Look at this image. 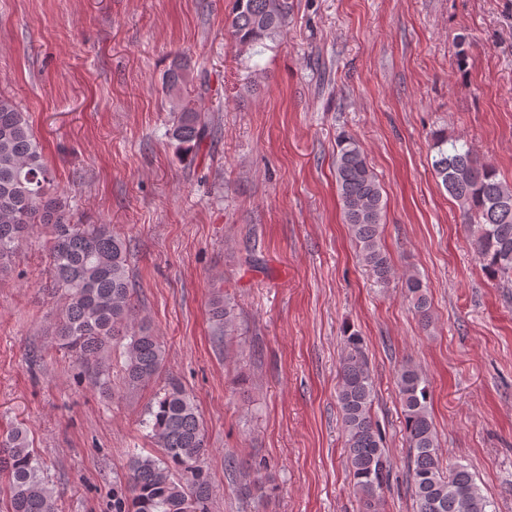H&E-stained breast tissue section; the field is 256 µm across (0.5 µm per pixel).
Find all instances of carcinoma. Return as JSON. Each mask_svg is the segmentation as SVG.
I'll return each instance as SVG.
<instances>
[{
    "label": "carcinoma",
    "instance_id": "carcinoma-1",
    "mask_svg": "<svg viewBox=\"0 0 512 512\" xmlns=\"http://www.w3.org/2000/svg\"><path fill=\"white\" fill-rule=\"evenodd\" d=\"M287 15L286 0H234L228 35L241 50L263 45L281 34ZM190 74L188 61L176 57L162 78L163 93L178 107L169 138L185 156L198 147L207 127L204 114L185 102L193 92ZM433 148L434 175L459 203L479 265L487 277L511 283L512 184L480 161L465 141L439 132ZM335 177L343 220L359 257L385 288L391 264L381 242L382 188L365 149L351 136L338 141ZM52 183L53 171L27 114L0 94V274L10 270L15 251L35 225H51L48 294L60 301L54 342L73 353L89 382L99 387L109 382V349L121 345L123 393H135L160 374L167 350L138 317L127 243L108 224L71 223L63 198L50 192ZM405 296L420 319L429 321L431 305L420 278L405 280ZM212 319L229 343L237 331L229 297L213 302ZM396 387L408 444L406 481L416 512H495L466 465L443 462L425 375L406 362L397 371ZM336 398L353 488L366 512H374L389 481L390 461L372 414L375 382L364 340L354 332L345 337ZM142 423L162 455L131 453L126 478L112 483V512H209L208 448L194 398L171 379ZM0 474L10 512H55L53 491L20 426L0 434Z\"/></svg>",
    "mask_w": 512,
    "mask_h": 512
}]
</instances>
